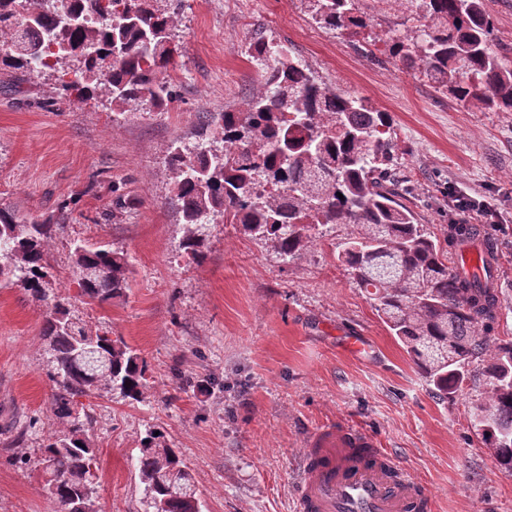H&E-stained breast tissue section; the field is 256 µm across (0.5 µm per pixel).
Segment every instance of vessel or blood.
Wrapping results in <instances>:
<instances>
[{
    "instance_id": "vessel-or-blood-1",
    "label": "vessel or blood",
    "mask_w": 512,
    "mask_h": 512,
    "mask_svg": "<svg viewBox=\"0 0 512 512\" xmlns=\"http://www.w3.org/2000/svg\"><path fill=\"white\" fill-rule=\"evenodd\" d=\"M296 512H419L428 495L366 430L328 425L307 443Z\"/></svg>"
}]
</instances>
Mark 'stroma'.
Segmentation results:
<instances>
[{
  "instance_id": "35a3bbf8",
  "label": "stroma",
  "mask_w": 512,
  "mask_h": 512,
  "mask_svg": "<svg viewBox=\"0 0 512 512\" xmlns=\"http://www.w3.org/2000/svg\"><path fill=\"white\" fill-rule=\"evenodd\" d=\"M364 3L367 40L318 28L300 0H185L168 68L175 95L161 110L118 114L61 94L58 70H0V207L54 225L48 272L74 317L123 337L148 364L141 401L87 400L97 512H145L137 458L151 428L177 449L201 512H295L309 435L331 421L369 431L427 488L433 512H512V472L472 425L485 386L433 397L337 259L353 225L323 227L290 261L236 224L211 225L204 262L178 249L185 226L168 153L194 141L203 113L243 110L261 91L247 48L273 40L327 88L390 113L402 201L438 243L449 190L495 206L501 224L472 223L497 254L489 342L512 340V112L468 109L405 69L385 50L409 26L405 0ZM78 244L131 256L125 297L103 306L79 297ZM44 311L21 286L0 288V512H55L37 461L48 433L67 424L52 412Z\"/></svg>"
}]
</instances>
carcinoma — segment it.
I'll use <instances>...</instances> for the list:
<instances>
[{
    "mask_svg": "<svg viewBox=\"0 0 512 512\" xmlns=\"http://www.w3.org/2000/svg\"><path fill=\"white\" fill-rule=\"evenodd\" d=\"M318 27L349 37L372 28L360 0H303ZM0 0V70L35 68L17 44L24 34L49 32L71 53L90 58L62 72L65 95L100 98L115 112L145 104L159 108L174 96L165 72L169 42L176 40L180 7L175 0ZM414 28L388 38L389 55L420 73L464 106L512 112V63L494 49V27L485 0H407ZM265 90L243 112L213 114L198 140L168 154L173 203L187 226L179 249L196 262L207 256L209 225L203 218L239 224L274 243L284 261L306 249L314 226L356 224L359 232L337 244V259L374 301L392 335L401 342L431 393L444 399L480 380L488 399L472 418L498 466L512 471V340L487 353L489 329L500 308L492 264L484 275L453 270L439 244L398 200L403 188L394 168L396 143L389 113L359 95L322 86L302 60L273 41L251 46ZM54 225L24 221L0 208V283H18L47 305L43 338L47 375L56 386L53 411L68 429L47 437L39 465L58 512H97L95 464L81 417L80 399L119 395L140 401L146 362L122 338L89 333L69 318L47 271L45 243ZM473 231L448 225V246H464ZM74 272L94 267L98 275L76 276L81 296L107 304L129 290L132 260L110 248L75 246ZM108 354L112 376L102 380L90 355ZM138 469L150 508L194 512L171 487L192 486L176 449L150 429L142 439Z\"/></svg>",
    "mask_w": 512,
    "mask_h": 512,
    "instance_id": "carcinoma-1",
    "label": "carcinoma"
}]
</instances>
